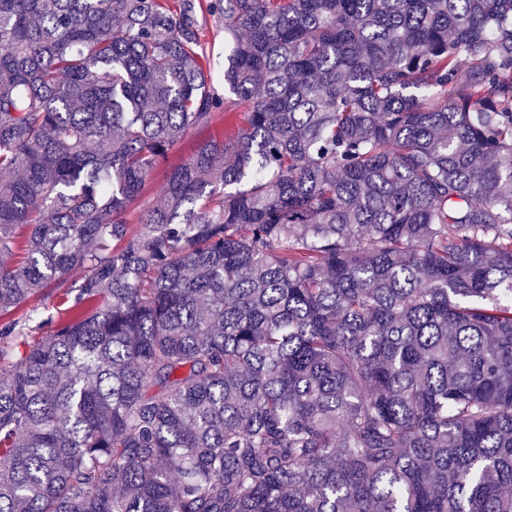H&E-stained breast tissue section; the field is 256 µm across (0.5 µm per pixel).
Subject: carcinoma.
I'll return each instance as SVG.
<instances>
[{
    "mask_svg": "<svg viewBox=\"0 0 512 512\" xmlns=\"http://www.w3.org/2000/svg\"><path fill=\"white\" fill-rule=\"evenodd\" d=\"M193 9L0 0V512H512V0ZM198 25L202 28V43L208 57V64L214 80V86L224 97V62L230 54L231 43L224 38V18L197 9ZM200 137L201 136H198L193 132H189L188 134H186L182 142L176 147V149H174L169 154V160L166 166L171 164H177L185 160L191 154L193 146ZM164 167H162L161 171L156 175L157 181L154 190L149 191V194L144 195L133 204L131 208V213L129 215V220L131 223L136 222L137 215L148 206V203L151 201V198L157 192L162 179V169ZM61 293L55 290H44L37 294L22 307L17 313L16 317H25L32 314L36 318V322L46 319L48 317H55L60 309L63 308L61 304Z\"/></svg>",
    "mask_w": 512,
    "mask_h": 512,
    "instance_id": "cac0c4a2",
    "label": "carcinoma"
}]
</instances>
